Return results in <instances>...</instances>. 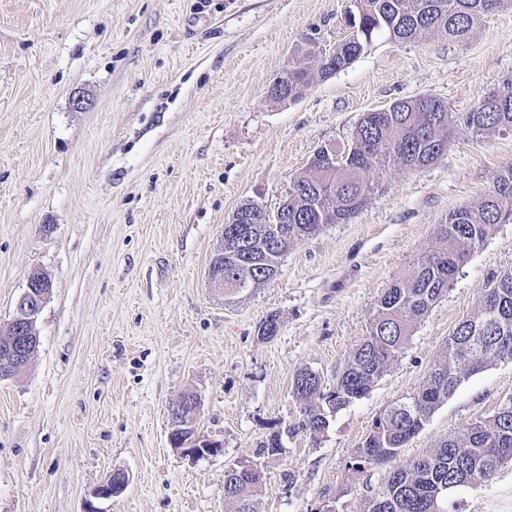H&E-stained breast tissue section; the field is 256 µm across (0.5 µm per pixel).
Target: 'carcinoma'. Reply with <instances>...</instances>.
I'll return each mask as SVG.
<instances>
[{"label":"carcinoma","instance_id":"carcinoma-1","mask_svg":"<svg viewBox=\"0 0 512 512\" xmlns=\"http://www.w3.org/2000/svg\"><path fill=\"white\" fill-rule=\"evenodd\" d=\"M512 0H362V7L346 19L350 34L331 50L309 47L305 55L316 61L322 78L348 67L379 35L395 42H414L435 34L450 42L469 40L481 18ZM312 81L311 70L291 66L273 84L285 90L275 100L297 98ZM512 131V86L481 95L467 112H451L432 96L400 99L388 108L366 112L353 134L347 156L339 161L310 160L294 177L288 197V223L277 225L279 250L264 263L250 255H263V240L256 227L261 212L250 203L238 211L246 222L224 231L231 248L224 250V292L246 291L268 281L281 255L295 242L308 238L326 224H341L364 207L379 187L380 174L390 165L416 170L440 158L458 133L491 137ZM512 222V166L496 171L483 199L464 204L435 228V243L413 260L409 273L377 300L367 334L352 348L335 381L324 384L320 374L297 370L292 396L298 403L297 429L324 431L328 417L365 396L404 349L416 324L448 292V287L494 226ZM279 316L268 314L259 328L263 339L279 331ZM35 324L11 320L0 327V364L16 375L37 353ZM512 361V270L494 276L476 313L464 318L448 336V343L427 371L422 384L373 419L358 444L355 468L396 462L401 448L423 427L431 414L461 380L498 362ZM184 393L177 421L192 433L193 413ZM261 452L283 451L279 423ZM512 463V402L492 415L467 424L434 451L396 462L382 489L368 501L367 512H445L441 503L457 486L488 482L504 464ZM263 482L258 464L242 459L224 469V505L228 512H256L253 497Z\"/></svg>","mask_w":512,"mask_h":512}]
</instances>
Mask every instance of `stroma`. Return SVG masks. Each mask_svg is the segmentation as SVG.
Instances as JSON below:
<instances>
[{"label":"stroma","mask_w":512,"mask_h":512,"mask_svg":"<svg viewBox=\"0 0 512 512\" xmlns=\"http://www.w3.org/2000/svg\"><path fill=\"white\" fill-rule=\"evenodd\" d=\"M354 0H0V325L31 270L53 283L39 349L0 379V512H227L224 469L264 475L257 512H363L389 468L354 470L372 420L421 385L493 275L512 268V223L496 225L387 372L320 433L260 448L294 424L296 370L333 382L378 298L427 251L437 224L478 202L512 166V132L461 133L433 164L386 169L348 222L289 249L275 277L227 298L209 264L248 200L267 211L321 147L345 156L363 113L429 95L451 111L512 80V7L473 37L380 38L302 97L268 88L306 43L347 35ZM280 330L258 336L269 313ZM200 402L196 428L221 455L168 441V408ZM512 400V361L462 380L400 451L427 454ZM109 499L92 492L115 470ZM448 512H512V464L448 495Z\"/></svg>","instance_id":"stroma-1"}]
</instances>
